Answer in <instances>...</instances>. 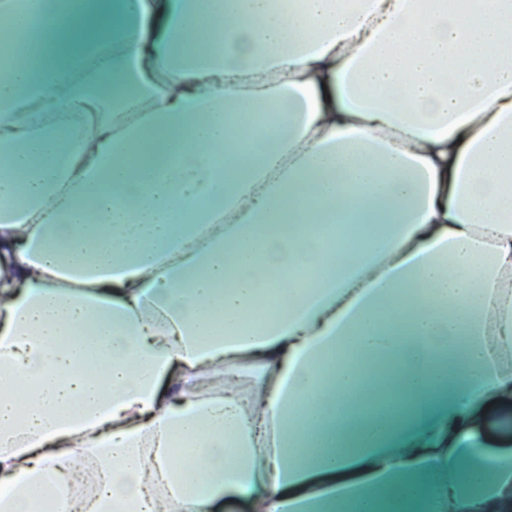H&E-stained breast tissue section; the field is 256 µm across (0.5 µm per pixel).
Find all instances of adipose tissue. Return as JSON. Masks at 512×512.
Instances as JSON below:
<instances>
[{"instance_id":"adipose-tissue-1","label":"adipose tissue","mask_w":512,"mask_h":512,"mask_svg":"<svg viewBox=\"0 0 512 512\" xmlns=\"http://www.w3.org/2000/svg\"><path fill=\"white\" fill-rule=\"evenodd\" d=\"M496 396L512 0H0V512H512ZM490 418L481 429L484 443L498 448H512V399L492 400L489 403Z\"/></svg>"}]
</instances>
